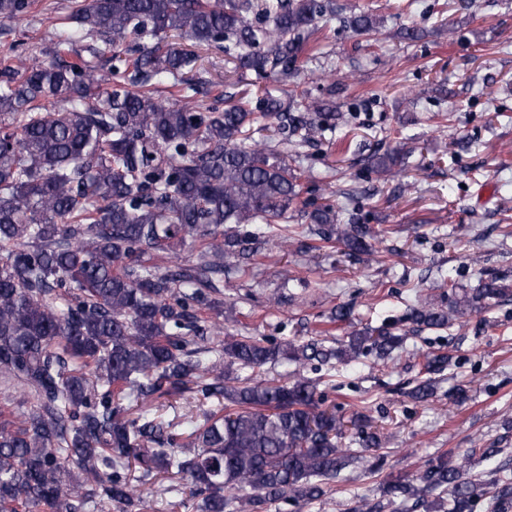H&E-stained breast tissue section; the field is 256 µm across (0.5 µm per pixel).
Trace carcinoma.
Segmentation results:
<instances>
[{"label":"carcinoma","mask_w":512,"mask_h":512,"mask_svg":"<svg viewBox=\"0 0 512 512\" xmlns=\"http://www.w3.org/2000/svg\"><path fill=\"white\" fill-rule=\"evenodd\" d=\"M32 0H0V21L25 16ZM326 0H80L74 28L47 60L0 72V373L26 385L34 402L0 418V512H107L192 485L180 505L194 512H266L328 495L329 481L377 449L363 430L339 445L340 419L322 408L311 361L344 366L403 345L387 326L352 331L335 346L271 344L205 325L199 316L224 272L288 223L301 174L288 162L336 131L343 115L320 98L282 102L269 92L224 108L153 97L151 83L178 80L199 55L147 47L171 32L198 46L227 47L238 68L287 83L299 55L322 32ZM112 36L103 67L95 41ZM50 102L48 110L43 103ZM281 120L279 143H246L262 120ZM401 151L373 155L376 178L397 176ZM348 254L370 253V227L326 202L308 214ZM200 243L199 262L164 270L149 253L176 255ZM512 297L489 275L443 307L418 300L406 320L442 330L467 311ZM280 383L240 376L282 360ZM443 353L425 356L442 371ZM192 392L222 407L182 427L158 419L154 396ZM471 456L439 455L415 476L383 484L385 501L352 512H512V469L474 478Z\"/></svg>","instance_id":"obj_1"}]
</instances>
